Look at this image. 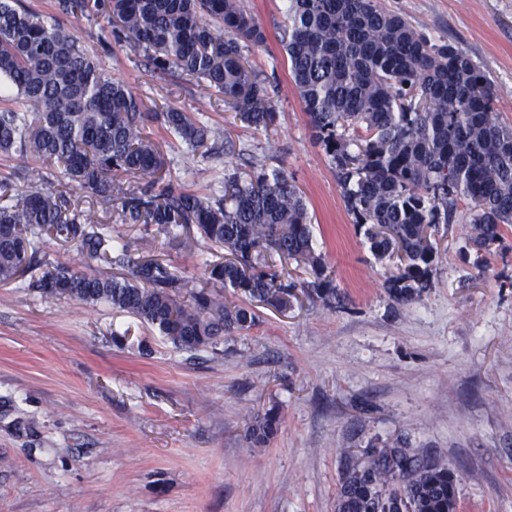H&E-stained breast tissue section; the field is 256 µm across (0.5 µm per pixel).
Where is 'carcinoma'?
<instances>
[{"label": "carcinoma", "instance_id": "1", "mask_svg": "<svg viewBox=\"0 0 512 512\" xmlns=\"http://www.w3.org/2000/svg\"><path fill=\"white\" fill-rule=\"evenodd\" d=\"M65 14L107 18L113 35L147 52L154 69L176 70L223 96L250 127L276 119L264 82L243 49L266 34L239 0H57ZM287 40L293 85L308 123L343 189L355 223L379 259L402 254L388 293L409 302L431 287L439 226L464 203L477 251L491 252L502 225L512 224V123L494 109L497 90L456 44L431 40L377 0H289ZM0 156L21 153L38 166L0 179V283L30 280L47 302L67 296L107 303L185 351L216 349L258 320L255 305L285 310L295 284L279 260L311 268L309 295L337 296L312 246L304 196L282 174L224 175L212 194L174 185L158 145L145 133L158 122L193 151L208 153L209 128L195 112H145L141 98L107 76L80 37L16 0H0ZM57 170L62 189L47 187ZM143 180L125 190L112 174ZM22 185H17V182ZM95 198L147 235L178 239L192 231L224 260L201 280L158 259H133L138 240L112 239L92 209L71 194ZM73 242L131 276L74 272L37 261L42 236ZM240 298L228 303L224 292ZM276 407L249 419V446L278 432ZM460 476L437 456L404 440L380 450L370 469H346L338 512H459Z\"/></svg>", "mask_w": 512, "mask_h": 512}]
</instances>
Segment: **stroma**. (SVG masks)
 I'll return each instance as SVG.
<instances>
[{"mask_svg": "<svg viewBox=\"0 0 512 512\" xmlns=\"http://www.w3.org/2000/svg\"><path fill=\"white\" fill-rule=\"evenodd\" d=\"M79 30L104 71L140 94L144 109L195 111L208 92L180 73L146 68L105 19L57 12L56 0H20ZM433 39L456 43L495 86L512 123V0H378ZM266 34L245 56L276 120L254 129L225 106L209 110L233 153L204 157L151 122L146 131L175 179L209 193L225 171L259 156L300 188L314 246L340 300L301 296L263 308L223 351L176 350L110 305L47 303L0 284V512H336L343 472L403 439L437 453L459 475L460 512H512V226L492 253L469 244L458 218L438 234L433 286L393 300L396 266L376 259L348 212L331 162L289 76L282 43L286 0H241ZM112 234L139 253L203 276L209 248L182 245L111 217ZM277 407L264 448L246 420ZM28 422L15 430L14 419Z\"/></svg>", "mask_w": 512, "mask_h": 512, "instance_id": "1", "label": "stroma"}]
</instances>
